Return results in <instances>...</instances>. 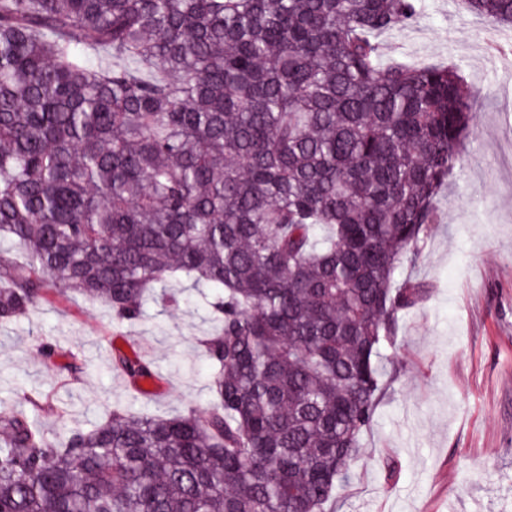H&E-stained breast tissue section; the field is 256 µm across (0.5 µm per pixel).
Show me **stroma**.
Wrapping results in <instances>:
<instances>
[{"label":"stroma","mask_w":512,"mask_h":512,"mask_svg":"<svg viewBox=\"0 0 512 512\" xmlns=\"http://www.w3.org/2000/svg\"><path fill=\"white\" fill-rule=\"evenodd\" d=\"M414 27L388 36V55L461 65L477 99L463 160L448 176L437 224L420 245L414 277L427 296L401 314L386 386L362 437L351 478L326 512H512V33L463 13L455 0H424ZM215 327L191 288L178 307L150 301L120 323L103 306L55 289L49 302L0 323V409L50 396L58 417H40L49 438L89 429L113 404L172 416L210 398L212 367L200 339ZM61 350L59 370L37 356ZM149 351L151 391L112 369V351ZM79 379L63 369L71 357Z\"/></svg>","instance_id":"1"}]
</instances>
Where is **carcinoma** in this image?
I'll list each match as a JSON object with an SVG mask.
<instances>
[{"label":"carcinoma","mask_w":512,"mask_h":512,"mask_svg":"<svg viewBox=\"0 0 512 512\" xmlns=\"http://www.w3.org/2000/svg\"><path fill=\"white\" fill-rule=\"evenodd\" d=\"M512 30V0H459ZM419 0H0V322L52 287L133 321L189 283L212 401L46 437L0 412V512H321L384 390L395 281L471 133ZM134 386L151 358L117 354Z\"/></svg>","instance_id":"cac0c4a2"}]
</instances>
